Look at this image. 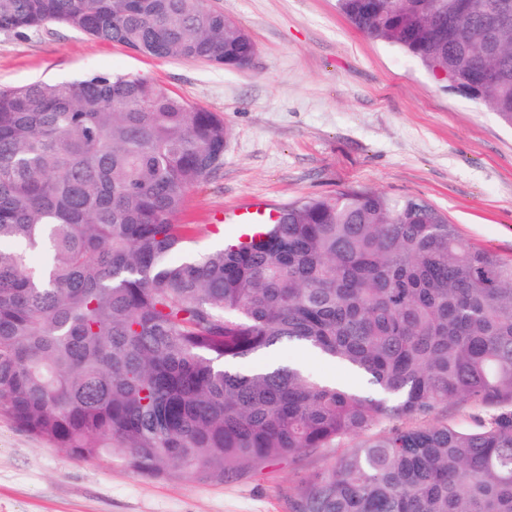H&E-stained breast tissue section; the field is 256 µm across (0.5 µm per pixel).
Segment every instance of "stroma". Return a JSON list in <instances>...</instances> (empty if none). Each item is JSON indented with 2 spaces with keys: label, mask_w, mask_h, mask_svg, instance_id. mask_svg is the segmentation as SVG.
<instances>
[{
  "label": "stroma",
  "mask_w": 512,
  "mask_h": 512,
  "mask_svg": "<svg viewBox=\"0 0 512 512\" xmlns=\"http://www.w3.org/2000/svg\"><path fill=\"white\" fill-rule=\"evenodd\" d=\"M252 37L242 68L160 59L53 24L0 30V89L91 73L146 76L223 117L224 164L192 188L189 250L238 239L225 214L371 189L427 200L468 242L512 260V126L367 37L336 0H213ZM333 449L223 479L150 478L120 453L82 459L0 415V512H289L285 491Z\"/></svg>",
  "instance_id": "obj_1"
}]
</instances>
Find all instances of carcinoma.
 I'll return each mask as SVG.
<instances>
[{"label": "carcinoma", "mask_w": 512, "mask_h": 512, "mask_svg": "<svg viewBox=\"0 0 512 512\" xmlns=\"http://www.w3.org/2000/svg\"><path fill=\"white\" fill-rule=\"evenodd\" d=\"M337 2L512 125V0ZM51 23L156 58L255 54L206 0H0V30ZM225 142L221 116L145 77L0 91V414L147 475L340 449L289 512H512V261L422 198L351 189L172 262ZM284 342L368 389L243 367ZM450 402L475 425L448 423Z\"/></svg>", "instance_id": "1"}]
</instances>
